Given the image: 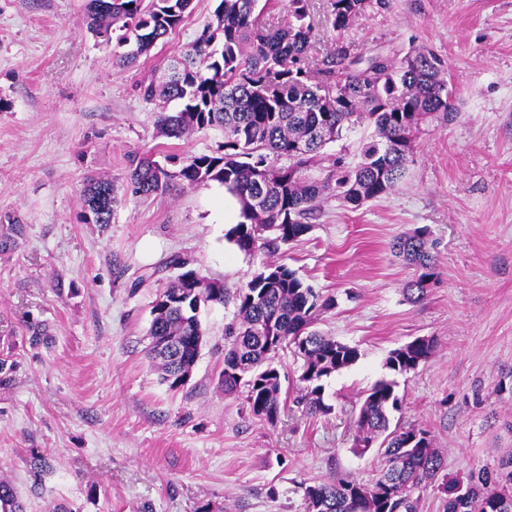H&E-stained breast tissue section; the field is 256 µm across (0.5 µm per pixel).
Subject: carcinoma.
<instances>
[{
	"label": "carcinoma",
	"mask_w": 512,
	"mask_h": 512,
	"mask_svg": "<svg viewBox=\"0 0 512 512\" xmlns=\"http://www.w3.org/2000/svg\"><path fill=\"white\" fill-rule=\"evenodd\" d=\"M194 0H87L86 25L104 43L124 48L116 64L136 63L193 12ZM288 23L267 28L261 20L271 0H219L214 19L190 49L173 56L160 76L140 85L142 97L178 107L161 109L159 133L182 139L217 128L224 143L211 154L150 155L128 159L124 194L151 197L179 181L191 187L218 183L240 205L242 221L227 239L243 252H277L311 228L325 204L336 199L359 207L393 190L414 157L413 135L438 119L455 118L448 68L430 48L413 46L404 56L380 50L351 52L343 34L372 5L386 0H326L324 23L336 35V49L320 60L311 54L315 38L312 0H287ZM353 159L328 154L325 147L361 128ZM119 203L110 178L88 180L82 190L83 219L110 224ZM0 251L24 237L25 225L5 217ZM392 251L414 274L403 291L422 301L438 278L430 231L419 227L393 240ZM191 260L170 256L165 266L179 270L151 308L149 354L164 379L186 380L205 335L200 309L233 303L224 327V394L243 391L249 412L278 421L281 382L272 365L279 350L294 346L303 360L297 404L328 414L324 381L359 358L356 347L311 330L321 312L335 305L305 284L295 271L268 261L247 287L232 292L190 268ZM435 348L431 339L393 349L386 367L415 371ZM396 382L378 380L363 395L353 421L354 450L383 449L384 466L369 483L350 477L302 485L307 512H419L414 489L436 482L445 494L443 512H512V455L497 467L463 476L445 473V453L431 431L392 424L401 409ZM0 512H26L14 486L0 480Z\"/></svg>",
	"instance_id": "cac0c4a2"
}]
</instances>
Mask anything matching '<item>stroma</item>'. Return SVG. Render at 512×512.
<instances>
[{"instance_id": "obj_1", "label": "stroma", "mask_w": 512, "mask_h": 512, "mask_svg": "<svg viewBox=\"0 0 512 512\" xmlns=\"http://www.w3.org/2000/svg\"><path fill=\"white\" fill-rule=\"evenodd\" d=\"M217 0L194 10L136 65L83 22L85 0H0V217L25 224L0 252V479L26 512H305L302 484L371 481L377 449L351 450L363 392L388 376L389 352L434 339L431 356L398 376L401 425L429 428L449 473L497 466L512 453V0H389L344 34L353 52L425 45L448 65L457 116L423 126L414 160L387 194L352 207L330 201L299 241L274 254L226 238L236 200L213 183L127 198L107 225L87 224L81 190L123 184L131 153L156 159L216 151L222 131L159 135L138 86L191 45ZM428 228L439 276L424 301L393 239ZM186 255L208 280L246 287L265 262L295 270L336 307L315 327L358 360L324 382L329 415L298 406L301 361L279 351L277 423L225 395L224 326L233 306L201 311L205 336L183 385L170 387L147 349L150 309ZM155 271V278L140 277ZM49 335L31 341L28 324ZM50 468L34 476L33 455Z\"/></svg>"}]
</instances>
